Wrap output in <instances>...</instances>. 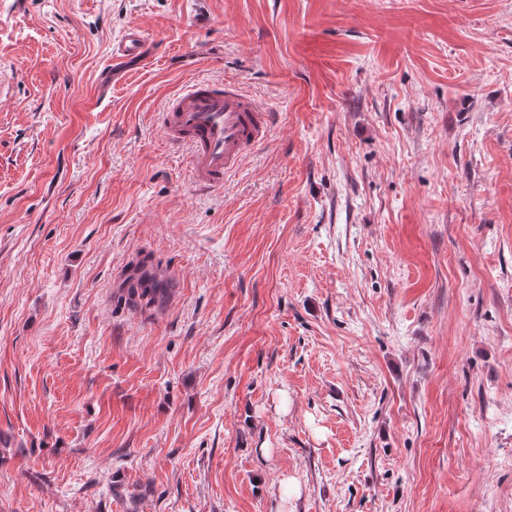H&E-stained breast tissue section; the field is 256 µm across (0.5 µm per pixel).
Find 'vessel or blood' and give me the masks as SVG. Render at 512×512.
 I'll return each mask as SVG.
<instances>
[{
  "label": "vessel or blood",
  "instance_id": "1",
  "mask_svg": "<svg viewBox=\"0 0 512 512\" xmlns=\"http://www.w3.org/2000/svg\"><path fill=\"white\" fill-rule=\"evenodd\" d=\"M148 39L129 29L112 48L113 63L145 58ZM163 129L171 146H188L198 186L220 188L246 151L267 138L270 116L229 83L211 80L189 86L167 105Z\"/></svg>",
  "mask_w": 512,
  "mask_h": 512
}]
</instances>
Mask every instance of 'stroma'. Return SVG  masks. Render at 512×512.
Listing matches in <instances>:
<instances>
[{"label": "stroma", "mask_w": 512, "mask_h": 512, "mask_svg": "<svg viewBox=\"0 0 512 512\" xmlns=\"http://www.w3.org/2000/svg\"><path fill=\"white\" fill-rule=\"evenodd\" d=\"M1 78L0 512H512V0H0ZM148 39L139 28L129 29L123 38L112 48L113 64L135 58H146ZM162 115L173 147L190 149L197 185L214 189L241 162L246 151L267 138L270 115L232 85L198 81L175 97ZM125 290L124 300L126 299V303L132 307L142 304L144 299L146 300V305L161 302L166 293V288L150 277L130 285Z\"/></svg>", "instance_id": "1"}]
</instances>
